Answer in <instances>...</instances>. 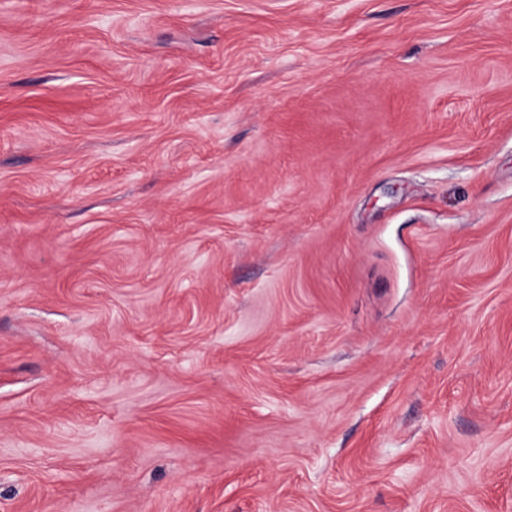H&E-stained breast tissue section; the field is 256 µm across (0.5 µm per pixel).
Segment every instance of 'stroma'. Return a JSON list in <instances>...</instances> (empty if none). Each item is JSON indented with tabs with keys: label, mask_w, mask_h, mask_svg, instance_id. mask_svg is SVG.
<instances>
[{
	"label": "stroma",
	"mask_w": 512,
	"mask_h": 512,
	"mask_svg": "<svg viewBox=\"0 0 512 512\" xmlns=\"http://www.w3.org/2000/svg\"><path fill=\"white\" fill-rule=\"evenodd\" d=\"M0 512H512V0H0Z\"/></svg>",
	"instance_id": "obj_1"
}]
</instances>
